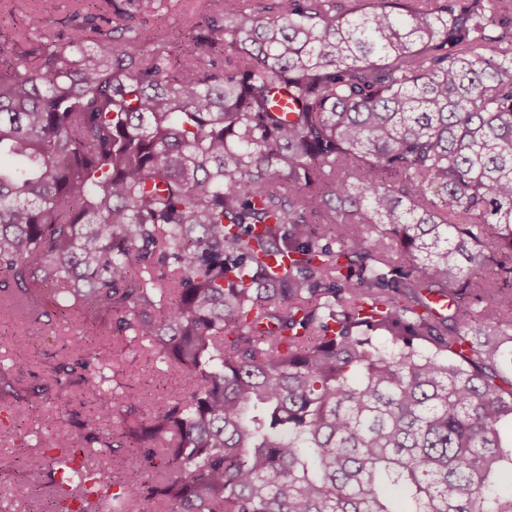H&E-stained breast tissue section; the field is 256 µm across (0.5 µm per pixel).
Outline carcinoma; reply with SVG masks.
<instances>
[{"label": "carcinoma", "instance_id": "1", "mask_svg": "<svg viewBox=\"0 0 512 512\" xmlns=\"http://www.w3.org/2000/svg\"><path fill=\"white\" fill-rule=\"evenodd\" d=\"M216 2L179 63L134 0L0 43V315L112 337L0 404L127 422L40 437L56 512H512L506 0ZM136 341L183 381L146 414Z\"/></svg>", "mask_w": 512, "mask_h": 512}]
</instances>
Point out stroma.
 <instances>
[{"label":"stroma","mask_w":512,"mask_h":512,"mask_svg":"<svg viewBox=\"0 0 512 512\" xmlns=\"http://www.w3.org/2000/svg\"><path fill=\"white\" fill-rule=\"evenodd\" d=\"M79 8L78 0H0V41L10 42L31 31L37 19L50 32L66 33V18ZM158 10L166 15V24L160 28L153 24V14ZM206 12L204 0H149L137 9L133 23L145 33L144 48H151L154 40L164 39L179 58L191 50L190 29L194 23L203 21ZM74 330L73 323L54 315L42 339L34 343L18 320L0 318V364L9 365L23 380H31L70 352ZM118 375L148 405L182 393L180 373L158 363L140 344L127 352ZM57 421L55 403L36 398L20 412L15 430L0 435V512H53L47 478L34 480L29 476L39 452L29 434L34 430L48 432Z\"/></svg>","instance_id":"obj_1"}]
</instances>
